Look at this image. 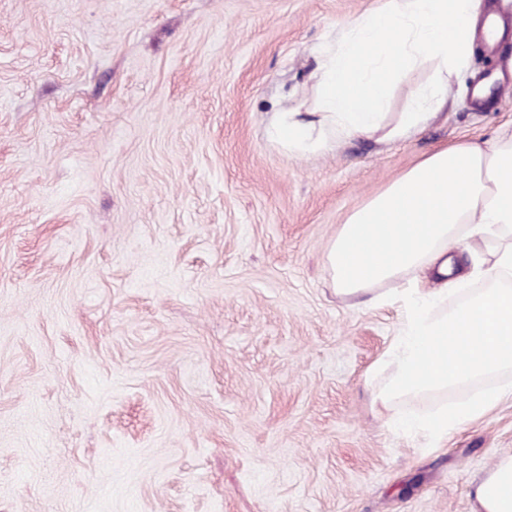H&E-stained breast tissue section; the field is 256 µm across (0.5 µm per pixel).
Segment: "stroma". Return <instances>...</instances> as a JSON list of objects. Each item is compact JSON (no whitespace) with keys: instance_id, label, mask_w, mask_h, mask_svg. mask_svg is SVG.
Here are the masks:
<instances>
[{"instance_id":"obj_1","label":"stroma","mask_w":512,"mask_h":512,"mask_svg":"<svg viewBox=\"0 0 512 512\" xmlns=\"http://www.w3.org/2000/svg\"><path fill=\"white\" fill-rule=\"evenodd\" d=\"M383 0H0V512H470L512 398L436 448L366 377L397 307L325 251L421 156L512 131L474 78L436 119L297 155L323 48Z\"/></svg>"}]
</instances>
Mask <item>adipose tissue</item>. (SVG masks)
Masks as SVG:
<instances>
[{
    "mask_svg": "<svg viewBox=\"0 0 512 512\" xmlns=\"http://www.w3.org/2000/svg\"><path fill=\"white\" fill-rule=\"evenodd\" d=\"M475 17L476 0H385L349 20L320 56L312 116L279 113L272 139L305 153L336 137L396 141L421 130L471 54ZM426 63L431 80L389 115L392 80ZM324 258L338 296L400 310L371 371L395 429L434 447L512 397V132L423 156L348 216ZM452 392L465 400L448 404ZM425 399L435 408L399 409ZM470 497L471 512H512V454L473 481Z\"/></svg>",
    "mask_w": 512,
    "mask_h": 512,
    "instance_id": "ef3b65f1",
    "label": "adipose tissue"
}]
</instances>
